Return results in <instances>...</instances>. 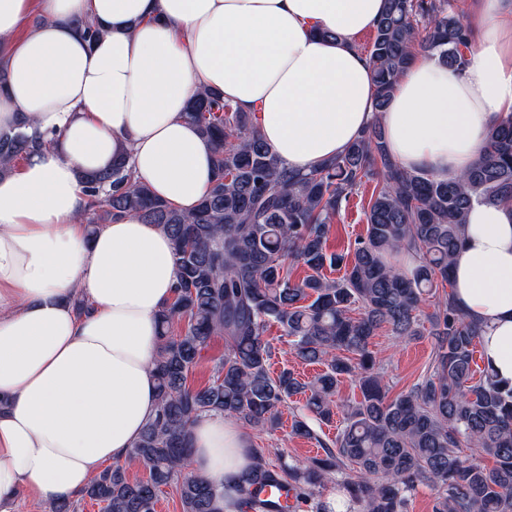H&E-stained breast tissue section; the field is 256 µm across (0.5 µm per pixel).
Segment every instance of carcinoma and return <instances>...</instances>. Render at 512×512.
Returning a JSON list of instances; mask_svg holds the SVG:
<instances>
[{"instance_id":"cac0c4a2","label":"carcinoma","mask_w":512,"mask_h":512,"mask_svg":"<svg viewBox=\"0 0 512 512\" xmlns=\"http://www.w3.org/2000/svg\"><path fill=\"white\" fill-rule=\"evenodd\" d=\"M361 52L374 74L375 111H384L405 69L420 50L461 70L472 40L454 0H385ZM187 117L214 145L215 179L190 211L139 184L129 157L86 178L83 219L94 233L126 216L161 226L177 260L173 301L158 314L154 360L157 411L134 458L148 469L132 480L124 464L104 468L74 500L48 512H75L89 499L103 512H156L159 497L176 488L182 512H274L256 496L284 483L293 505L331 512L327 487L358 512H407L420 485L434 491L432 512H512V387L476 370L480 329L457 308L450 291L451 260L475 204H512V114L493 125L477 163L440 181L410 172L389 153L375 123L345 152L306 173H292L270 151L253 112L216 92L193 101ZM43 136H0V173L45 148ZM366 236L346 253L326 242L337 213L349 207L366 179ZM306 275L292 279L288 261ZM343 271L337 280L325 268ZM433 298V311L421 304ZM291 338L296 356L324 366L305 382L289 369L270 372L267 325ZM398 338L429 336L431 368L394 397L382 385L371 350L381 330ZM224 337L213 379L193 387L189 377L212 339ZM358 383L361 398L337 403L338 385ZM322 423L341 412L332 443L295 417L292 432L322 453L273 469L263 459L231 484L184 472L190 428L203 414H222L259 430L281 424L296 395Z\"/></svg>"}]
</instances>
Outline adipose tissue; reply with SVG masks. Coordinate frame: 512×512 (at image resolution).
<instances>
[{
  "instance_id": "1",
  "label": "adipose tissue",
  "mask_w": 512,
  "mask_h": 512,
  "mask_svg": "<svg viewBox=\"0 0 512 512\" xmlns=\"http://www.w3.org/2000/svg\"><path fill=\"white\" fill-rule=\"evenodd\" d=\"M469 2L465 69L417 56L378 113L356 40L384 0H0V134L25 121L54 136L0 175V512L22 492L78 497L131 460L157 408L173 245L134 217L88 233L82 174L127 155L140 183L192 209L213 181L212 146L185 114L217 89L255 113L288 170L336 158L377 121L405 169L459 175L512 114V0ZM453 280L486 367L512 386V206L472 207ZM191 435L199 475L229 482L253 462L224 416L199 417Z\"/></svg>"
}]
</instances>
